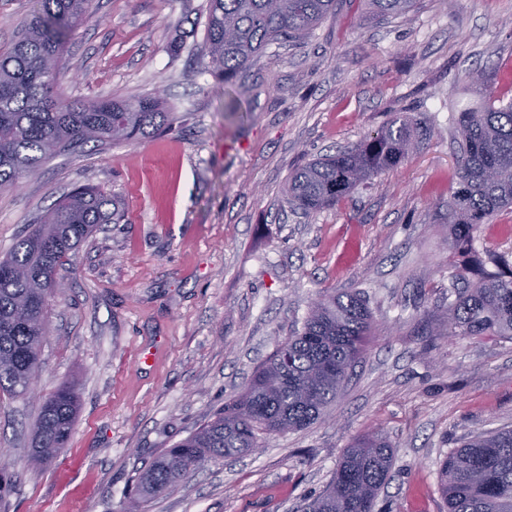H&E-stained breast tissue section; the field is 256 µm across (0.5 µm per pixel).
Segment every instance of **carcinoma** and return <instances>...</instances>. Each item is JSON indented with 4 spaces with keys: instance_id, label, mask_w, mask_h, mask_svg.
Returning a JSON list of instances; mask_svg holds the SVG:
<instances>
[{
    "instance_id": "carcinoma-1",
    "label": "carcinoma",
    "mask_w": 512,
    "mask_h": 512,
    "mask_svg": "<svg viewBox=\"0 0 512 512\" xmlns=\"http://www.w3.org/2000/svg\"><path fill=\"white\" fill-rule=\"evenodd\" d=\"M89 4L40 0L18 39L0 53V191L15 187L61 151L90 141L134 144L172 120L159 96L58 100L59 61ZM366 4L370 14L390 16L410 11L414 0ZM334 10L336 0H208L204 66L217 81L229 82L269 45L305 39ZM480 74L482 82L474 86L479 106L462 109L457 117L462 156L448 202L456 246L469 244L481 225L512 209V98L495 95L494 72ZM415 142L409 118L396 117L357 146L299 168L288 181L289 200L306 211L332 206L398 167ZM121 217L104 192L78 188L0 260V395L23 396L34 381L57 268L98 225ZM492 261L494 272L477 261L450 276L455 299L433 320L436 335L512 339V260L495 255ZM372 334V314L361 297L322 295L302 329L279 345L240 395L145 466L127 512H146L154 497L177 488L208 461L250 452L272 434L301 430L321 419ZM77 413V395L67 385L43 402L31 427L35 457L49 460L65 448ZM393 462L385 437L361 436L305 512H373ZM439 478L448 512H512V429L472 436L442 461Z\"/></svg>"
}]
</instances>
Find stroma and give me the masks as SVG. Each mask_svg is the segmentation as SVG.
Returning a JSON list of instances; mask_svg holds the SVG:
<instances>
[{
	"label": "stroma",
	"mask_w": 512,
	"mask_h": 512,
	"mask_svg": "<svg viewBox=\"0 0 512 512\" xmlns=\"http://www.w3.org/2000/svg\"><path fill=\"white\" fill-rule=\"evenodd\" d=\"M206 8L92 0L65 46L60 100L158 93L172 125L63 151L0 192V258L76 187L125 208L57 269L37 398L0 397V459L17 480L7 512H124L144 463L238 395L332 292L359 293L377 330L322 420L205 464L148 512H303L367 433L395 452L375 512H446L441 461L473 433L512 427V340L443 338L428 324L452 272L512 254V213L482 225L468 255L448 228L454 117L477 103L466 75L494 68L497 95L512 96V0H416L396 18L338 0L306 41L271 45L227 85L198 53ZM398 112L427 131L401 165L334 207L287 204L296 169ZM144 349L155 358L141 364ZM65 383L78 418L61 453L36 463L30 428Z\"/></svg>",
	"instance_id": "1"
}]
</instances>
